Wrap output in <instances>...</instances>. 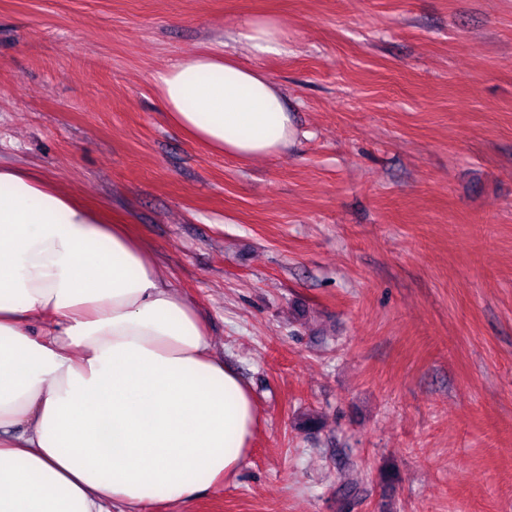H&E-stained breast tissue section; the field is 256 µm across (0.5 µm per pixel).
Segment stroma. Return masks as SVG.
<instances>
[{"instance_id":"1","label":"stroma","mask_w":512,"mask_h":512,"mask_svg":"<svg viewBox=\"0 0 512 512\" xmlns=\"http://www.w3.org/2000/svg\"><path fill=\"white\" fill-rule=\"evenodd\" d=\"M202 49L279 87L287 150L169 125L152 75ZM0 160L130 225L252 384L186 512H512V0H0ZM233 40L247 44L258 56H280L288 52V23L274 17H254L241 22Z\"/></svg>"}]
</instances>
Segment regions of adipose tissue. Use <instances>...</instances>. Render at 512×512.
<instances>
[{
  "mask_svg": "<svg viewBox=\"0 0 512 512\" xmlns=\"http://www.w3.org/2000/svg\"><path fill=\"white\" fill-rule=\"evenodd\" d=\"M233 39L279 56L288 24L249 18ZM152 81L168 121L211 152L247 163L294 138L279 88L231 54L197 52ZM260 419L126 225L0 162V512H183L236 479Z\"/></svg>",
  "mask_w": 512,
  "mask_h": 512,
  "instance_id": "1",
  "label": "adipose tissue"
}]
</instances>
